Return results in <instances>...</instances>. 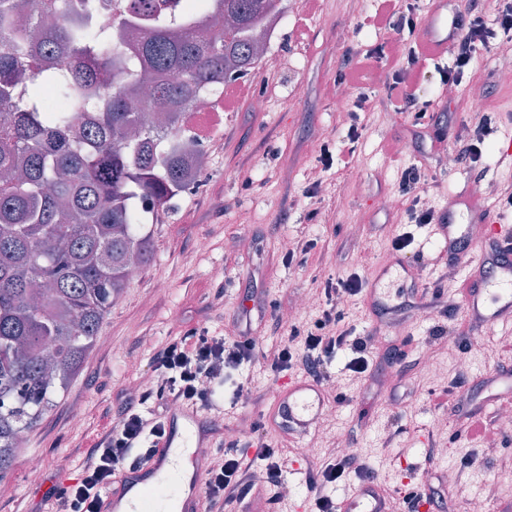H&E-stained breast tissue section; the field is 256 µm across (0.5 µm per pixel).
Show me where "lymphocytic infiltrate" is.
<instances>
[{"label":"lymphocytic infiltrate","instance_id":"1","mask_svg":"<svg viewBox=\"0 0 512 512\" xmlns=\"http://www.w3.org/2000/svg\"><path fill=\"white\" fill-rule=\"evenodd\" d=\"M384 8L376 17L379 27L393 31L389 54L394 62L386 78L387 102L397 112H411L424 118L427 103L419 101L413 88L420 77L424 55L419 45H406L403 32H415L419 23L415 0H404V10H396L395 0H383ZM494 18H487L483 0H469L462 15L454 22L453 61L441 70L445 84H461L472 71L478 50L512 43V0H495ZM464 134L455 141L459 162L477 167L485 143L497 130V116L483 114L478 121L463 124ZM365 286L364 277L353 273L347 277L328 278L320 285L324 300L322 315L313 328L291 327L281 345L264 350L251 336H211L188 333L156 349L150 364V382L137 395L125 398L120 410L103 405L101 427L81 451L77 478L62 488H51L44 504L57 512H97L99 494L107 489L123 467L146 461L154 442L164 432L163 417L175 403L209 407L215 389L224 382L226 370L242 365L263 363L273 373L290 371L308 375L321 384L332 377V361L341 351L349 352L348 371L362 375L371 370L373 357L369 338L354 336L344 324L343 305ZM265 427L254 422L250 443L240 438L224 439L213 449L210 468L204 479L206 502L223 506L241 502L254 492H261L266 503L278 502L277 489L284 482L288 456L282 449L264 443ZM257 450L255 460H248V447ZM265 474L263 488H256L255 471ZM310 490L318 512H336L335 502L327 494L328 484L336 480L371 475L366 459L350 454L319 463L313 468Z\"/></svg>","mask_w":512,"mask_h":512}]
</instances>
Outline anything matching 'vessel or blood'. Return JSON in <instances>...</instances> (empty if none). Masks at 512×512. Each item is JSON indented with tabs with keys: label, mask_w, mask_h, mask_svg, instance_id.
I'll return each mask as SVG.
<instances>
[{
	"label": "vessel or blood",
	"mask_w": 512,
	"mask_h": 512,
	"mask_svg": "<svg viewBox=\"0 0 512 512\" xmlns=\"http://www.w3.org/2000/svg\"><path fill=\"white\" fill-rule=\"evenodd\" d=\"M420 44L431 57L448 56V33L429 24L420 36ZM468 223L487 225V241L477 263L465 270L463 310L469 320L481 327L512 326V225L490 220L481 196L471 192L458 195ZM468 224L457 223L447 216L445 223L433 229L449 252L469 250L472 241ZM476 401L474 421H481L489 405L512 399V371L503 370L490 376ZM331 405L322 386L304 376H292L286 390L274 396L272 416L282 418L289 433L303 439L312 434ZM206 412L194 406L171 407L165 417L166 433L157 441L151 458L143 464L124 469L111 490L98 502V512H151L155 503L153 488L176 478L170 498V512H203L204 477L208 457L216 438L207 427ZM338 512H394L390 500L380 487L362 485L336 501Z\"/></svg>",
	"instance_id": "obj_1"
}]
</instances>
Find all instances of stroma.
<instances>
[{"mask_svg": "<svg viewBox=\"0 0 512 512\" xmlns=\"http://www.w3.org/2000/svg\"><path fill=\"white\" fill-rule=\"evenodd\" d=\"M283 5L282 27L243 80L249 95L220 100L224 122L205 143L209 165L148 220L153 258L141 277L127 282L102 323L100 333L110 347H94L64 398L26 433L10 474L0 480V512L20 507L43 512L44 492L77 477L73 449L96 422L89 415L73 423L72 405L78 402L89 409L103 400L120 403L133 382L147 377L154 347L193 329L234 336L247 326L266 344L279 342L273 302L315 293L330 276L356 271L371 277L392 258L393 238L407 230L414 234V248L437 256L440 246L429 241L427 227L408 225L409 202L399 188L405 167L425 170L428 181L420 197L438 211L469 187H478L486 197L490 182H512V161L500 160L494 149L483 153L481 165L488 170L483 181L465 165L448 166L447 151L432 149L435 137L451 142L461 136V122L470 116L464 96L443 97L433 65L425 66L416 92L431 109L452 113L450 124L418 122L381 106L354 117L336 112L343 53L350 48L365 52L390 39L373 23L380 0H283ZM502 58L499 48L478 51L471 85L486 96L489 110L501 113L499 133L512 134V84L500 83L496 75ZM255 94L265 96L264 111L252 108ZM353 123L361 136L348 159L344 140ZM325 146L333 155L328 168L319 160ZM384 196L396 199L394 209H380ZM340 197L346 201L342 209L336 206ZM243 214L248 222H240ZM241 237L251 240V250L227 248V241ZM201 238L208 241L203 251L196 248ZM300 240L314 241L315 246L303 262L286 264L289 247ZM410 299L406 284L394 281L388 304L401 307L402 313L399 321L376 333L374 354L382 356L407 339L408 355L430 357L440 375L413 369L407 395L396 399L394 367L378 370L386 383L380 390L347 371L348 356L338 353L328 388L345 395L347 402L335 410L334 424H321L293 448V457L303 456L308 448H324L326 437L338 432L354 452L370 457L376 477L389 488L400 484L402 460L418 464L423 473L466 460L470 466L461 473L464 487L453 496L456 512H463L465 500L485 478L498 479L503 501L512 502V474L500 469L501 462L512 460V429L499 430L496 450L487 454L483 440L470 438L461 421L435 411L430 402L431 391L443 389L455 377L463 380L465 391L478 394L498 364L512 362V328L484 330L479 348L452 347L447 336L432 333L433 328L452 326V319L420 312L410 306ZM285 379V374L258 365L230 371L214 395L224 407L220 424L240 431L263 412L262 407L240 403L239 385L277 389ZM397 425L403 429L400 439L385 447V430ZM434 440L447 448L446 461L427 459ZM35 454L42 459V476L32 483L27 463Z\"/></svg>", "mask_w": 512, "mask_h": 512, "instance_id": "1", "label": "stroma"}]
</instances>
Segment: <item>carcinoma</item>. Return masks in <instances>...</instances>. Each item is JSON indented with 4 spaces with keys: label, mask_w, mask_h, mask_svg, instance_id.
<instances>
[{
    "label": "carcinoma",
    "mask_w": 512,
    "mask_h": 512,
    "mask_svg": "<svg viewBox=\"0 0 512 512\" xmlns=\"http://www.w3.org/2000/svg\"><path fill=\"white\" fill-rule=\"evenodd\" d=\"M281 2L0 0V480L148 262L139 202L188 185L186 138L154 121L250 72Z\"/></svg>",
    "instance_id": "carcinoma-1"
}]
</instances>
